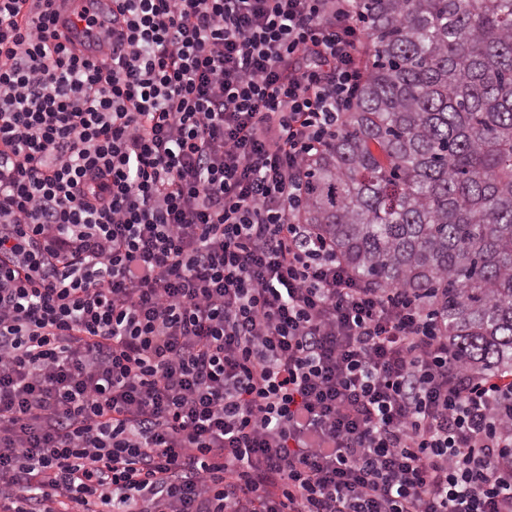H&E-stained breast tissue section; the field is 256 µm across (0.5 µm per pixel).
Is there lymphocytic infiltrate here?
I'll return each mask as SVG.
<instances>
[{
	"label": "lymphocytic infiltrate",
	"mask_w": 512,
	"mask_h": 512,
	"mask_svg": "<svg viewBox=\"0 0 512 512\" xmlns=\"http://www.w3.org/2000/svg\"><path fill=\"white\" fill-rule=\"evenodd\" d=\"M0 0V512H512V372L305 223L359 0ZM55 3L56 29L69 46H76L87 59L94 62L110 60L112 39L109 44L98 39L95 32L86 31L81 15L88 12L100 23L112 19V0H57Z\"/></svg>",
	"instance_id": "f902f5d3"
}]
</instances>
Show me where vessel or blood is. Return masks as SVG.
Segmentation results:
<instances>
[{
	"mask_svg": "<svg viewBox=\"0 0 512 512\" xmlns=\"http://www.w3.org/2000/svg\"><path fill=\"white\" fill-rule=\"evenodd\" d=\"M55 12L56 29L67 45L77 47L84 57L97 63L111 59V45L87 32L81 17L88 13L101 22L111 19L112 0H56Z\"/></svg>",
	"mask_w": 512,
	"mask_h": 512,
	"instance_id": "vessel-or-blood-1",
	"label": "vessel or blood"
}]
</instances>
